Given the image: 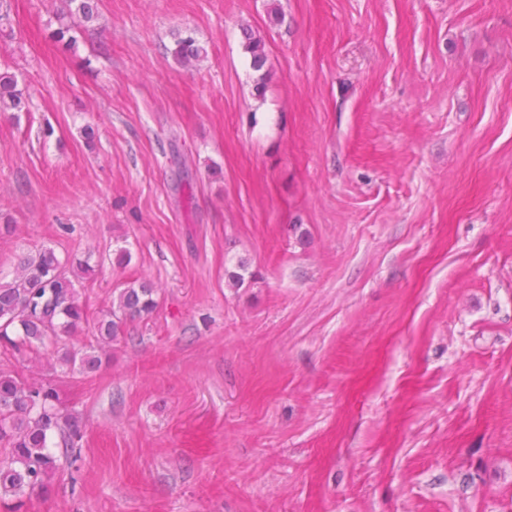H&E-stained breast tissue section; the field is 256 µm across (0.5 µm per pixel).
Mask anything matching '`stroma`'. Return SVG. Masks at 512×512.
Wrapping results in <instances>:
<instances>
[{"label": "stroma", "instance_id": "stroma-1", "mask_svg": "<svg viewBox=\"0 0 512 512\" xmlns=\"http://www.w3.org/2000/svg\"><path fill=\"white\" fill-rule=\"evenodd\" d=\"M10 3L0 280L158 306L89 374L0 346L83 424L0 512H512V0ZM24 106V94L15 77L0 74V112L21 111Z\"/></svg>", "mask_w": 512, "mask_h": 512}]
</instances>
